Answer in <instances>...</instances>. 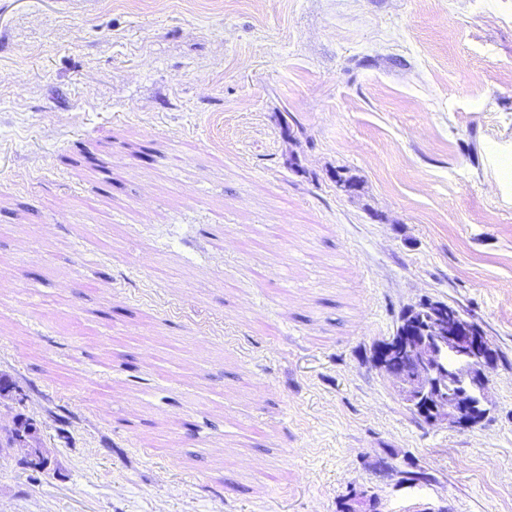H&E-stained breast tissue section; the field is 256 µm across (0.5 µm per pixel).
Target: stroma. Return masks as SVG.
Returning a JSON list of instances; mask_svg holds the SVG:
<instances>
[{
    "label": "stroma",
    "instance_id": "obj_1",
    "mask_svg": "<svg viewBox=\"0 0 512 512\" xmlns=\"http://www.w3.org/2000/svg\"><path fill=\"white\" fill-rule=\"evenodd\" d=\"M425 297L473 427L376 360ZM5 380L0 512H512V0H0ZM401 340L395 350L380 361V366L407 402H419L429 424L469 427L484 414L487 402L488 374L495 354L489 341L454 317L444 314V322L433 330L434 336H418V332L401 324ZM445 358L448 363L445 364ZM448 372L455 374L463 386L456 398L427 399L433 387L438 389ZM421 408L411 409L424 416ZM476 417V418H475Z\"/></svg>",
    "mask_w": 512,
    "mask_h": 512
}]
</instances>
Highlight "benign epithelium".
<instances>
[{"mask_svg": "<svg viewBox=\"0 0 512 512\" xmlns=\"http://www.w3.org/2000/svg\"><path fill=\"white\" fill-rule=\"evenodd\" d=\"M397 354L380 366L408 403L416 401L430 424L455 427L476 424L487 402L488 374L495 354L489 341L454 317L439 323L431 336H420L404 324ZM35 434L33 447L23 449L25 464L40 468L47 457Z\"/></svg>", "mask_w": 512, "mask_h": 512, "instance_id": "benign-epithelium-1", "label": "benign epithelium"}]
</instances>
